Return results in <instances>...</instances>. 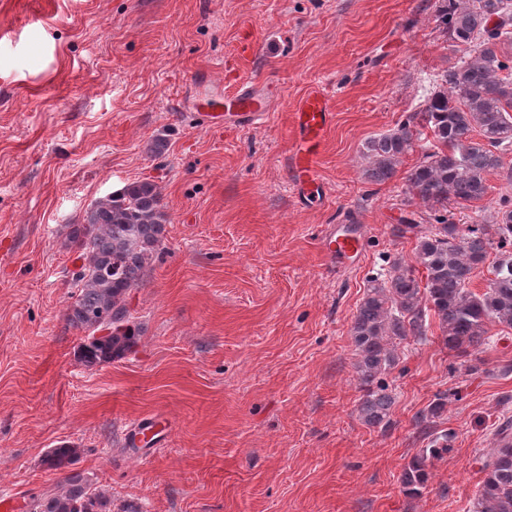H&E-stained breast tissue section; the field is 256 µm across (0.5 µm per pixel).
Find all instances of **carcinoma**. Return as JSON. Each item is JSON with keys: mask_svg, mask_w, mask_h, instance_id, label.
I'll return each instance as SVG.
<instances>
[{"mask_svg": "<svg viewBox=\"0 0 512 512\" xmlns=\"http://www.w3.org/2000/svg\"><path fill=\"white\" fill-rule=\"evenodd\" d=\"M501 19L489 28L492 16ZM436 17L448 39L464 54L438 74L425 107L406 117L395 130L367 139L365 178L383 183L395 176L403 157L428 129L433 141L422 161L408 171L409 202L429 209L432 225L417 236L416 255L424 279L401 260H393L388 277L373 279L350 326L362 392L358 413L369 427L391 423L395 399L382 376L397 363L396 347L412 337L426 338L428 313L438 319L441 340L459 358L486 344L490 327L512 329V199L500 198L492 223L460 226L451 206L482 200L488 177L512 181L503 156L512 150V0H438ZM169 215L158 185L132 182L93 204L78 224L68 225L66 246L82 261L75 281L79 294L68 308L67 323L95 333H110L80 346L81 363L92 369L133 351L136 328L128 319L127 298L151 266L166 238ZM497 258L486 289H469L474 271L489 250ZM448 404L440 393L420 422L439 418ZM453 434L429 432L428 447L405 465L404 492L422 496L433 461L448 452ZM73 449L61 445L47 457L49 468L71 464ZM484 473L470 512H512V439L498 430L493 448L482 457ZM111 502L79 474L66 478L57 494L31 498V512H110Z\"/></svg>", "mask_w": 512, "mask_h": 512, "instance_id": "obj_1", "label": "carcinoma"}]
</instances>
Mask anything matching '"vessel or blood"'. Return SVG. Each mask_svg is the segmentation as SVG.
Segmentation results:
<instances>
[{
  "label": "vessel or blood",
  "instance_id": "vessel-or-blood-1",
  "mask_svg": "<svg viewBox=\"0 0 512 512\" xmlns=\"http://www.w3.org/2000/svg\"><path fill=\"white\" fill-rule=\"evenodd\" d=\"M274 104L275 96L268 85L243 82L227 93L219 86L203 83L198 86L191 107L201 126L244 129L261 124ZM333 117V99L322 86L311 88L294 110L296 137L289 145L284 163L299 190H306L316 181ZM365 239L364 228L359 224H326L320 235L322 251L333 268L359 261Z\"/></svg>",
  "mask_w": 512,
  "mask_h": 512
}]
</instances>
